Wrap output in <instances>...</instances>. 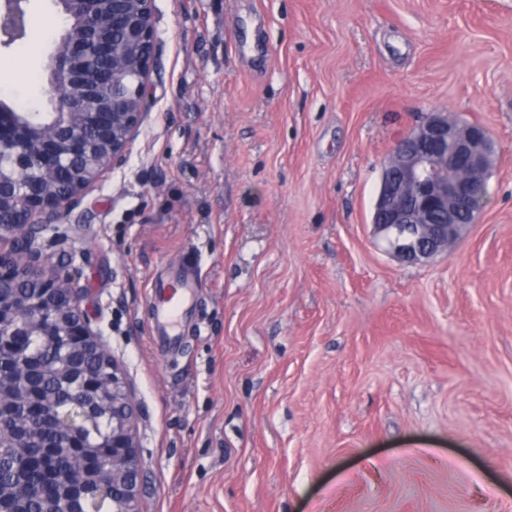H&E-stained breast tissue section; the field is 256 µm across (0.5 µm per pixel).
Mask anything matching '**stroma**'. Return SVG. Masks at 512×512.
Here are the masks:
<instances>
[{
    "mask_svg": "<svg viewBox=\"0 0 512 512\" xmlns=\"http://www.w3.org/2000/svg\"><path fill=\"white\" fill-rule=\"evenodd\" d=\"M38 24L0 44L38 89ZM159 74L127 162L44 234L140 409L144 512H512V0H155ZM500 156L452 254L375 235L382 164L430 112ZM201 257L182 342L160 267ZM200 261L189 256L173 267H163L150 282L149 303L152 308L151 331L156 342L177 346L181 341L180 323L201 287Z\"/></svg>",
    "mask_w": 512,
    "mask_h": 512,
    "instance_id": "stroma-1",
    "label": "stroma"
}]
</instances>
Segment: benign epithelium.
<instances>
[{"label":"benign epithelium","mask_w":512,"mask_h":512,"mask_svg":"<svg viewBox=\"0 0 512 512\" xmlns=\"http://www.w3.org/2000/svg\"><path fill=\"white\" fill-rule=\"evenodd\" d=\"M98 0H57L66 28L51 56L47 94L53 111L40 122L0 103V286L30 280L13 318H0V379L19 375L25 385L23 413L30 424L42 420L41 394L28 376L37 354L30 336L52 338L60 361L93 349L104 351L102 369L68 383L72 405L62 424L75 428L86 416L85 393L112 404L108 447L95 462L103 490H112V512H143V473L137 435L138 408L121 365L81 310L71 262L46 270L37 235L71 217L104 174L123 166L147 112L148 89L156 75L155 0H112V33L86 17ZM30 0H8L0 11V44L26 34ZM95 59L112 60V69H84ZM101 136L109 152L100 163L90 154L89 133ZM498 155L486 127L463 122L452 113L431 112L395 146L383 168L375 203V234L387 251L411 264L449 255L462 242L467 212H481L486 184ZM70 185L64 194L45 181ZM55 512L86 510L85 498L70 493L53 504Z\"/></svg>","instance_id":"benign-epithelium-1"}]
</instances>
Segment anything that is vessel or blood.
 <instances>
[{"label":"vessel or blood","instance_id":"b4317fda","mask_svg":"<svg viewBox=\"0 0 512 512\" xmlns=\"http://www.w3.org/2000/svg\"><path fill=\"white\" fill-rule=\"evenodd\" d=\"M199 260L191 256L177 266L164 267L150 282L151 331L156 342L167 346L181 341L180 323L200 286Z\"/></svg>","mask_w":512,"mask_h":512}]
</instances>
